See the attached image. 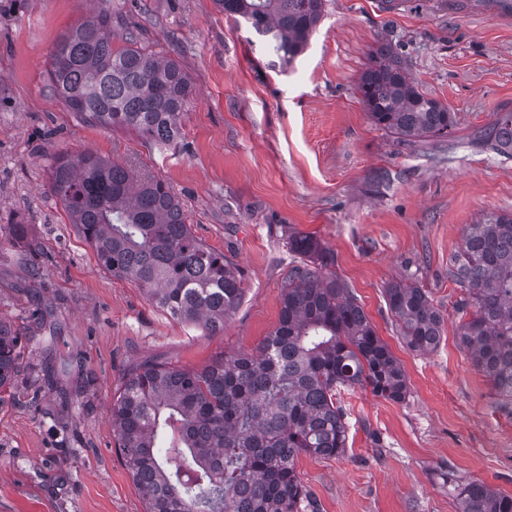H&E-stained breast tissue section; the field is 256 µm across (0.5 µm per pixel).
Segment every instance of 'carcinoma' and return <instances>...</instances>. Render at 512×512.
<instances>
[{"instance_id":"cac0c4a2","label":"carcinoma","mask_w":512,"mask_h":512,"mask_svg":"<svg viewBox=\"0 0 512 512\" xmlns=\"http://www.w3.org/2000/svg\"><path fill=\"white\" fill-rule=\"evenodd\" d=\"M248 27L266 50L292 64L308 47L325 0H214ZM50 80L70 111L106 127L132 129L172 145L192 93L172 58L138 44L112 49V14L100 11L70 28L49 56ZM358 92L371 121L399 141L444 138L454 113L423 94L389 45L372 52ZM486 145L512 158V113L485 130ZM50 190L112 275L130 280L173 320L215 335L238 307L237 267L198 239L169 185L134 175L91 151L51 158ZM290 249L310 258L288 271L279 322L256 352L201 369L145 362L126 374L112 400L116 445L145 512H304L295 472L302 454L345 451L340 388L367 386L393 402L406 377L363 309L334 274L312 236L293 233ZM449 276L467 292L459 340L512 405V213L491 214L464 230ZM406 346L433 351L444 318L414 283L385 289ZM19 336L0 321V390L17 368ZM457 512H512V497L482 481L454 486Z\"/></svg>"}]
</instances>
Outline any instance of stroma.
<instances>
[{
    "label": "stroma",
    "mask_w": 512,
    "mask_h": 512,
    "mask_svg": "<svg viewBox=\"0 0 512 512\" xmlns=\"http://www.w3.org/2000/svg\"><path fill=\"white\" fill-rule=\"evenodd\" d=\"M119 15L128 37L176 59L193 95L172 146L85 122L56 95L48 58L83 18ZM388 43L448 138L398 142L357 90ZM512 112V19L493 0H326L290 67L213 0H0V320L20 333L0 395V512H144L115 449L112 398L129 368L199 369L252 352L276 328L288 236H313L407 378L405 401L341 390L345 452L301 456L316 512H456V481L512 496V411L462 349L463 288L448 276L466 225L512 212V158L480 146ZM93 151L169 184L193 233L242 272L223 333L172 320L113 276L49 189L53 154ZM24 227L12 236V225ZM409 277L445 319L435 351L407 348L385 290Z\"/></svg>",
    "instance_id": "1"
}]
</instances>
